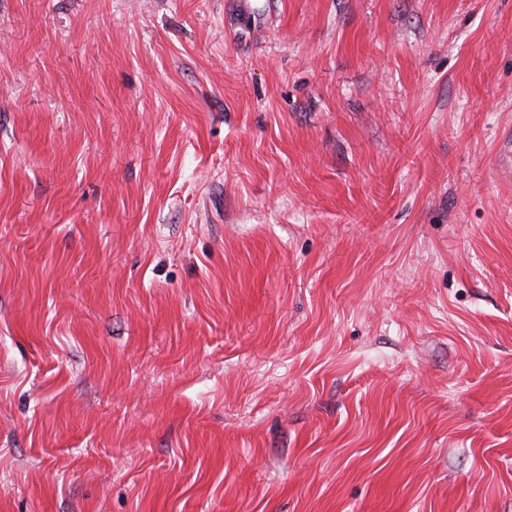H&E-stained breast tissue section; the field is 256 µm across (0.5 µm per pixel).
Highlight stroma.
<instances>
[{"mask_svg":"<svg viewBox=\"0 0 512 512\" xmlns=\"http://www.w3.org/2000/svg\"><path fill=\"white\" fill-rule=\"evenodd\" d=\"M0 512H512V0H0Z\"/></svg>","mask_w":512,"mask_h":512,"instance_id":"obj_1","label":"stroma"}]
</instances>
